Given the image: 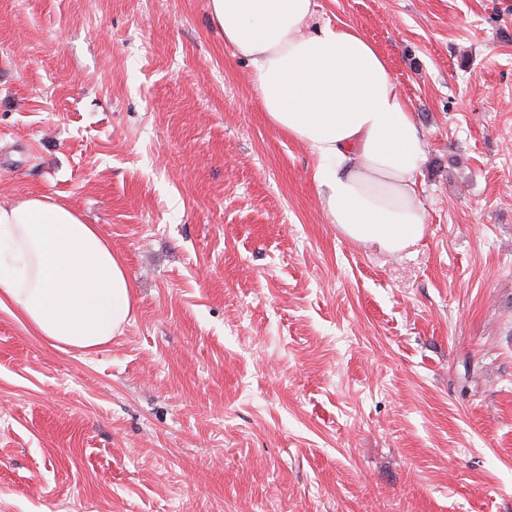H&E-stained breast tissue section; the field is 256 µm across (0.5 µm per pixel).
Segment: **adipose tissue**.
Here are the masks:
<instances>
[{
	"instance_id": "adipose-tissue-1",
	"label": "adipose tissue",
	"mask_w": 512,
	"mask_h": 512,
	"mask_svg": "<svg viewBox=\"0 0 512 512\" xmlns=\"http://www.w3.org/2000/svg\"><path fill=\"white\" fill-rule=\"evenodd\" d=\"M209 11L269 123L314 155L328 222L391 255L419 241L426 142L374 44L320 21L315 0H209ZM133 304L123 258L76 209L46 194L0 205V306L27 328L90 352L121 333Z\"/></svg>"
}]
</instances>
